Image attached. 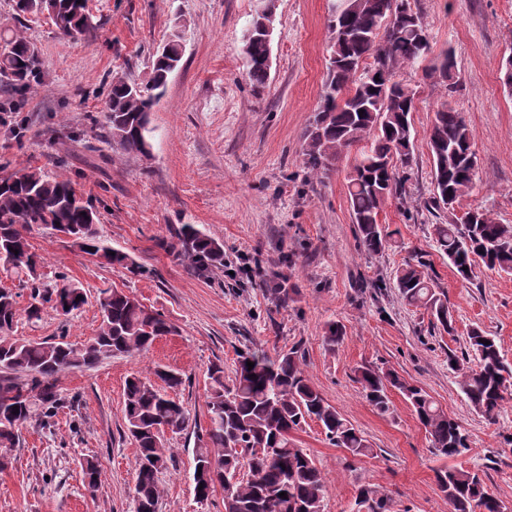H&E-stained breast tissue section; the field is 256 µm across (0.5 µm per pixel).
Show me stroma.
<instances>
[{"instance_id":"1","label":"stroma","mask_w":512,"mask_h":512,"mask_svg":"<svg viewBox=\"0 0 512 512\" xmlns=\"http://www.w3.org/2000/svg\"><path fill=\"white\" fill-rule=\"evenodd\" d=\"M426 26L429 61L451 54L456 88L446 91L421 67L399 81L416 92L411 114L414 160L406 196L390 198L380 223L391 236L384 253H365L347 200L346 177L362 148L343 153L320 180L303 166L304 132L317 112L330 53L329 20L336 0H276L269 86L255 96L246 77L242 40L258 0H88L95 27L76 39L58 34L44 16L16 20L0 0V27L34 43L40 77L22 95L0 87V175L22 166L67 172L99 213L98 230L112 247L149 268L146 276L75 252L45 228L27 236L45 259L47 285L65 274L86 304L70 316L45 307L40 321L19 319L14 335L81 345L99 325L101 291L120 288L164 313L180 329L146 354L109 358L61 373L66 405L50 426L31 423L0 470V512H131L136 450L126 433V378L155 366L180 372L177 397L198 424L207 422V372L233 379L241 351L273 356L292 346L324 398L366 437L372 456L345 469L316 421L296 431L297 444L323 469L325 512H352L357 484L387 489L398 512H449L435 472L445 461L430 451L412 407L391 392L383 416L355 380L365 366L392 369L422 387L465 429L468 452L453 464L481 469L484 482L512 512V395L496 423L466 401L448 366L478 327L495 336L512 364V273L476 267L462 281L431 239L432 227L472 209L491 210L512 225V90L501 66L512 56V0H410ZM185 51L151 114L152 155L110 159L93 125L116 76L146 82L153 52L174 28ZM462 113L475 134L474 189L453 209H432L433 162L428 134L442 103ZM194 224L224 244V266L207 278L191 274L163 247L173 228ZM425 252L453 310L454 333L432 331L430 313L407 305L395 272ZM384 284L375 292L372 281ZM288 290L280 303L270 290ZM344 327L336 352L323 343L330 322ZM174 460L160 476L158 512H224V491L194 493L187 430L169 437ZM92 459L101 482L88 490L82 464Z\"/></svg>"}]
</instances>
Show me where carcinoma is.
<instances>
[{"label": "carcinoma", "instance_id": "cac0c4a2", "mask_svg": "<svg viewBox=\"0 0 512 512\" xmlns=\"http://www.w3.org/2000/svg\"><path fill=\"white\" fill-rule=\"evenodd\" d=\"M87 0H44L48 17L59 34L75 38L94 23ZM331 54L325 94L305 137V165L310 176L322 179L347 149L364 144L362 159L347 175V199L360 246L380 254L389 244L379 214L386 201L406 197L403 173L413 163L415 93L396 80L406 65L420 64L429 52L426 30L408 0H345L329 25ZM180 38H168L169 50L152 59L147 83L112 77L103 125L110 135L112 155H150V112L163 93L169 76L183 58ZM271 52L266 32L253 20L243 40L246 74L255 95L270 79L266 59ZM454 60L449 54L425 75L454 89ZM39 72L33 43L22 34L0 35V82L21 93ZM475 135L462 114L444 103L435 112L429 131L433 161L434 208H452L475 186L477 165ZM99 215L92 202L62 173L48 174L23 167L0 176V251H18L19 262L0 265V275L18 280L29 290L25 309L30 321L40 319L50 304L63 316L86 303L84 291L67 278L50 289L42 283V258L33 251L25 231L34 226L66 237L77 252L101 263L140 272L133 256L112 247L98 232ZM438 253L448 258L457 275L467 281L474 263L489 270L512 272V225L499 223L487 209H473L448 224L432 225ZM166 248L186 269L203 275L224 267V243L194 224H182L171 233ZM396 287L410 306L423 307L433 316L432 328L451 333L453 315L448 299L437 291L431 263L422 255L404 262L396 271ZM97 333L76 347L61 335L52 341L12 336L18 322L17 293L0 288V453L12 452L19 431L36 421L54 422L64 400L57 390L58 375L70 368L93 367L103 359L147 353L160 337L178 333L164 314L143 305L133 295L116 288L100 299ZM344 339L343 327L328 325L324 345L336 351ZM466 354L476 361L467 366L453 354L448 365L458 374V385L469 404L488 422L495 423L505 394L512 392V367L496 339L480 328L470 330ZM254 363L248 368L247 362ZM256 378H251V375ZM133 374L124 388V418L137 448L134 512H157L161 497L159 474L168 468L172 449L159 428L179 434L193 427L194 492L199 501L209 499L216 486L224 490V512H324L326 479L315 460L301 448L292 433L307 422L320 424L330 444L355 460L373 452L360 430L329 404L305 369V353L294 346L275 358L263 352L238 355L232 383L224 382V367L208 370V422L191 425L190 411L166 390L184 384L180 373L163 368L153 378ZM358 382L368 403L381 415L392 414L391 390H398L413 408L430 437L434 454L454 459L469 450L468 435L421 387L396 372L364 367ZM84 481L95 489L101 477L98 463L82 466ZM436 485L453 502L455 512H503L500 501L488 491L479 472L456 467L439 469ZM287 497H280V493ZM358 512H393L392 496L369 483L355 487Z\"/></svg>", "mask_w": 512, "mask_h": 512}]
</instances>
